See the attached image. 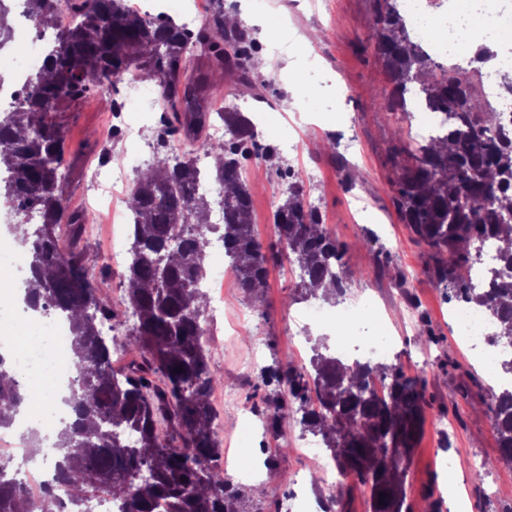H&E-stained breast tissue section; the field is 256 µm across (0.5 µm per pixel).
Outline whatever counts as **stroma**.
Here are the masks:
<instances>
[{"mask_svg": "<svg viewBox=\"0 0 512 512\" xmlns=\"http://www.w3.org/2000/svg\"><path fill=\"white\" fill-rule=\"evenodd\" d=\"M240 20L264 21L254 30L263 43L288 35L279 68L259 92L273 110L258 132L275 148L279 164L244 155L252 219L263 247L277 245L272 224L290 168L315 201L323 223L344 247L346 293L337 315L361 311L369 327L391 326L394 352L408 376L418 378L427 402L423 432L406 477L407 503L419 512H453L449 484L460 487L469 512H512V465L499 463L489 405L492 382L475 353L456 343L449 317L456 304L433 274L434 252L403 224L394 203L396 131L420 133L417 119L385 110L380 94L391 85L372 38L377 0H239ZM317 31L318 41L304 42ZM302 110H295V98ZM57 119L67 130L64 184L71 210L86 208L90 165L116 161L110 144V99L94 94L70 104ZM110 227L90 219L79 241L85 266L116 313L126 310L122 272L109 268ZM406 275L396 287L398 275ZM300 270L290 261L270 264L261 300L247 298L235 282L224 289L225 333L205 341L211 372L220 377L210 402L223 458L237 452L243 412L257 422L247 447L263 474L259 489L242 482L232 466L224 477L235 494L236 512H280L284 498H322L336 503V487L308 448L312 435L298 408L282 410L277 430L267 426L276 387L263 372L277 364L308 365L315 343L335 346L331 331L307 332L309 303L298 290ZM483 480H476L477 469Z\"/></svg>", "mask_w": 512, "mask_h": 512, "instance_id": "1", "label": "stroma"}]
</instances>
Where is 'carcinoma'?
Masks as SVG:
<instances>
[{
    "label": "carcinoma",
    "mask_w": 512,
    "mask_h": 512,
    "mask_svg": "<svg viewBox=\"0 0 512 512\" xmlns=\"http://www.w3.org/2000/svg\"><path fill=\"white\" fill-rule=\"evenodd\" d=\"M66 2L77 19L57 29V7ZM38 27L53 28L54 45L29 89L0 111V198L38 209L39 228L16 224L30 274L26 308L62 315L72 336L74 378L68 401L75 420L64 423L55 443L54 469L68 490L72 512L92 499L118 501L121 512H235L224 470L216 463L219 442L202 337L206 295L200 288L212 238L224 240L238 288L258 299L269 255L252 229L251 198L240 156L255 138L247 115L210 112L218 74H233L255 88L264 82L252 67V36L218 9L198 32L174 19H154L126 0H26ZM378 57L393 84L383 96L391 112H407L403 95L415 84L434 109L452 116L448 134L414 141L394 155V183L402 219L418 240L436 250L438 283L483 310L492 321L512 325V250L497 247L499 268L492 287H469L482 245L512 233V141L495 133V113L475 74L436 65L412 39L397 0L378 14ZM157 84L168 133H181L194 148L179 153L166 139L131 191L134 217L127 281L131 326L97 293L79 252L66 254L57 231L81 239L88 215L63 205L64 128L56 113L74 100L106 93L131 71ZM217 116L226 139L202 136ZM219 157L213 179L224 187V223L210 220L209 201L192 195L197 154ZM273 214L278 241L300 269L302 289L326 295L344 288V248L331 238L302 188L292 183ZM108 321L117 335L101 336ZM122 346L141 357L127 374L111 367V350ZM310 367L290 364L264 373L279 393L272 404L300 403L302 424L322 437L354 492L370 490L371 512H410L407 466L424 423L426 400L418 380L397 364L352 365L312 348ZM20 376L0 355V427L14 424L25 396ZM316 405L308 407L309 394ZM492 423L499 461L512 465V390L492 395ZM164 424L166 435L158 432ZM384 505H379V501ZM0 512H30L12 461L0 458Z\"/></svg>",
    "instance_id": "1"
}]
</instances>
